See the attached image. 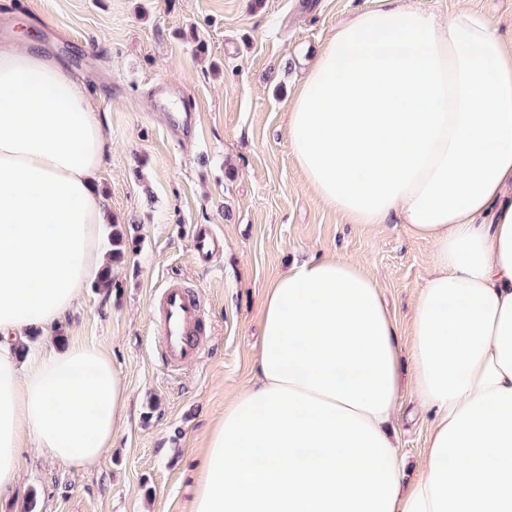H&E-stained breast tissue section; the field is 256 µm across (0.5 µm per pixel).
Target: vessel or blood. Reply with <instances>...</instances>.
Wrapping results in <instances>:
<instances>
[{
  "mask_svg": "<svg viewBox=\"0 0 512 512\" xmlns=\"http://www.w3.org/2000/svg\"><path fill=\"white\" fill-rule=\"evenodd\" d=\"M193 249L198 257L208 258L219 245L217 233L207 227L195 228ZM163 354L170 364L193 362L199 356L201 344L200 315L202 304L194 291L179 283L168 284L156 299Z\"/></svg>",
  "mask_w": 512,
  "mask_h": 512,
  "instance_id": "obj_1",
  "label": "vessel or blood"
}]
</instances>
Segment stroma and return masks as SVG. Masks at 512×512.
Segmentation results:
<instances>
[{
    "label": "stroma",
    "mask_w": 512,
    "mask_h": 512,
    "mask_svg": "<svg viewBox=\"0 0 512 512\" xmlns=\"http://www.w3.org/2000/svg\"><path fill=\"white\" fill-rule=\"evenodd\" d=\"M445 16L481 13L512 45V0H415ZM376 0H0V39L29 36L97 94L111 149L99 186L114 224L137 227L111 288L88 287L57 333L106 351L130 396L112 448L86 469L29 447L26 494L0 512H189L205 435L253 380L258 317L294 260H361L384 285L402 348L432 248L404 225L347 223L306 186L288 143V103L336 26ZM196 106L197 129L170 132L168 99ZM222 238L210 262L192 229ZM204 303L200 358L168 367L154 301L171 282Z\"/></svg>",
    "instance_id": "1"
}]
</instances>
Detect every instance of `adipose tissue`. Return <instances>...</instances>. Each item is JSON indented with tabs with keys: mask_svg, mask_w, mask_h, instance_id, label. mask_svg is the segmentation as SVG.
<instances>
[{
	"mask_svg": "<svg viewBox=\"0 0 512 512\" xmlns=\"http://www.w3.org/2000/svg\"><path fill=\"white\" fill-rule=\"evenodd\" d=\"M16 27L0 42V496L19 490L25 442L97 462L129 400L96 347L20 350L101 276L109 216L97 102ZM288 140L348 223L395 222L432 247L412 317L423 461L404 482L382 283L313 258L266 291L257 376L206 435L190 512H512V49L472 9L379 0L319 50Z\"/></svg>",
	"mask_w": 512,
	"mask_h": 512,
	"instance_id": "1",
	"label": "adipose tissue"
}]
</instances>
